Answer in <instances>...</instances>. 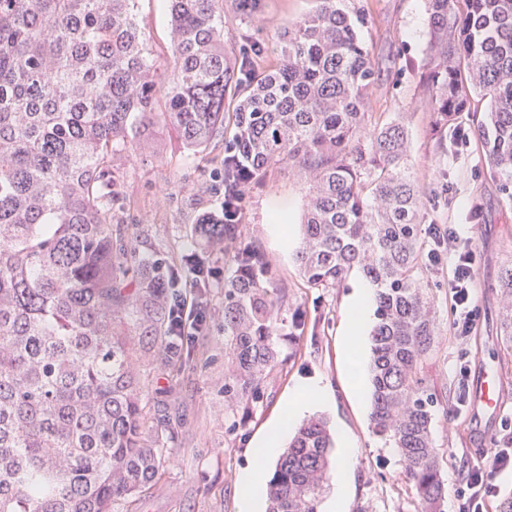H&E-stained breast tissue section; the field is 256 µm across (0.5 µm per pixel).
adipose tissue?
Instances as JSON below:
<instances>
[{"mask_svg":"<svg viewBox=\"0 0 512 512\" xmlns=\"http://www.w3.org/2000/svg\"><path fill=\"white\" fill-rule=\"evenodd\" d=\"M327 393L318 383L302 384L295 388L294 396L283 406L276 420L256 444L252 452V467L238 486L240 512H258L262 486L261 476L269 463L278 455L289 427L310 404L326 400Z\"/></svg>","mask_w":512,"mask_h":512,"instance_id":"1","label":"adipose tissue"}]
</instances>
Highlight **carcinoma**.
I'll use <instances>...</instances> for the list:
<instances>
[{
  "instance_id": "cac0c4a2",
  "label": "carcinoma",
  "mask_w": 512,
  "mask_h": 512,
  "mask_svg": "<svg viewBox=\"0 0 512 512\" xmlns=\"http://www.w3.org/2000/svg\"><path fill=\"white\" fill-rule=\"evenodd\" d=\"M223 0H170L171 68L160 72L136 0H0V512H112L157 477L175 423L153 421L126 337L151 363L181 368L178 285L195 279L208 307L201 253L167 262L148 238L112 223L122 196L116 153L149 126L204 152L225 132L224 215L193 225L200 244L232 249L224 281V395H263L279 365L285 289L271 262L240 242L242 179L289 164L306 185L294 255L314 288L357 271L375 291L370 331L372 433L401 457L415 512H444L433 426L442 398L425 369L438 326L422 238L425 191L397 117L366 121L377 68L336 0L278 36L276 62L230 58ZM429 61L421 74L434 135L477 139L512 199V0H427ZM485 103L482 116L478 105ZM472 115V124L457 122ZM495 287L512 335V268ZM330 420L296 427L267 483V512H319Z\"/></svg>"
}]
</instances>
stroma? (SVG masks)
Returning <instances> with one entry per match:
<instances>
[{"label": "stroma", "instance_id": "stroma-1", "mask_svg": "<svg viewBox=\"0 0 512 512\" xmlns=\"http://www.w3.org/2000/svg\"><path fill=\"white\" fill-rule=\"evenodd\" d=\"M318 0H263L259 19L240 15L235 0H224V44L241 55L258 47L275 57L276 33L288 23L311 15ZM352 18L365 21L362 38L377 64L368 107L369 123L403 117L410 133V164L427 192L425 221L452 224L477 255L476 300L480 317L475 336L457 342L450 328L448 267L427 271L433 290L440 335L427 367L428 380L444 408L434 425L440 446L441 476L448 488L445 512H456V494L482 449L500 437L512 420V352L503 332V300L495 283L512 267V200L500 191L486 167L478 141L439 149L432 137L434 116L423 100L419 76L428 62L426 0H337ZM166 0H137L136 15L150 58L158 70L170 61ZM223 145L206 156H191L174 132L151 128L134 151L117 155L125 176L122 200L113 211L117 224L148 231L171 261L182 262L196 244L190 229L223 206ZM305 189L287 165L269 170L263 181L245 189L241 206L242 237L265 252L276 267V286L287 289L281 310L285 326L276 340L279 364L265 382L263 398L245 404L224 397V290L235 271L224 248L214 245L209 259L217 282L203 332L195 336L189 359L170 372L145 363L140 368L149 414L180 417L173 451L158 478L142 492L114 505V512H238L237 488L252 464V449L288 402L299 383L325 386L327 401L309 406L331 420L334 434H345L356 448V465L347 488L345 512H414L415 497L402 474L399 456L374 436L369 405L355 399L345 372L343 338L348 300L362 279L337 288H313L302 279L284 239L300 243ZM287 216V235L276 232L271 215ZM303 329H295L294 319ZM467 354L472 373L483 364L500 371L506 388L498 419L477 420L458 410L456 362Z\"/></svg>", "mask_w": 512, "mask_h": 512}]
</instances>
